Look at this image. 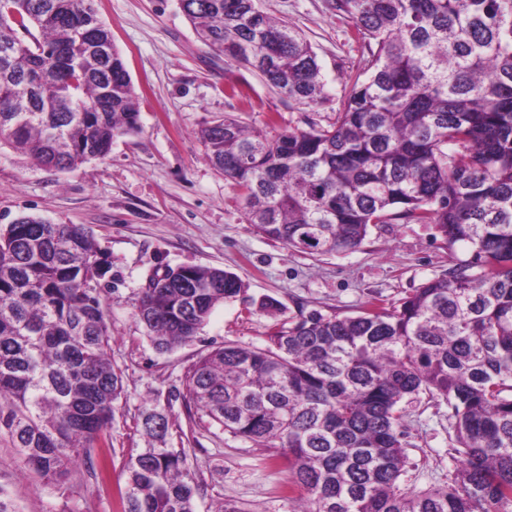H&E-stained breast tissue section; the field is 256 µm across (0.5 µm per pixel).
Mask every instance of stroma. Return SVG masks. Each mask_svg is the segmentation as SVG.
I'll use <instances>...</instances> for the list:
<instances>
[{"label":"stroma","instance_id":"obj_1","mask_svg":"<svg viewBox=\"0 0 512 512\" xmlns=\"http://www.w3.org/2000/svg\"><path fill=\"white\" fill-rule=\"evenodd\" d=\"M262 6L311 43L330 88L321 105L283 98L251 69L213 58L179 0H96L138 94L139 132L116 139L107 157L70 171L0 147V231L24 215L82 224L109 254L112 289L103 293L102 307L123 383L92 462L71 467L58 481L23 475L8 437L0 436V491L19 512H124L125 465L145 445L141 411L148 401L168 418L169 447L189 453L197 512H217L226 502L245 512H291L287 459L189 408L188 370L201 353L227 341L264 345L274 328L302 311L354 315L373 303L399 304L448 267V247L430 224H379L356 251L328 256L290 248L248 224L237 188L209 164L198 131L227 116L269 136L331 124L342 83L368 68L362 41L329 0H263ZM187 264L233 272L247 290L217 306L194 341L160 353L134 306L150 269ZM265 297L278 302L277 311H260ZM405 423L409 465L401 489L446 486L455 468L447 403L420 397L407 406Z\"/></svg>","mask_w":512,"mask_h":512}]
</instances>
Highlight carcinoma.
<instances>
[{
  "label": "carcinoma",
  "instance_id": "carcinoma-1",
  "mask_svg": "<svg viewBox=\"0 0 512 512\" xmlns=\"http://www.w3.org/2000/svg\"><path fill=\"white\" fill-rule=\"evenodd\" d=\"M96 0H0V144L73 170L139 130L138 97ZM216 56L281 96H329L317 54L262 0H179ZM370 74L336 121L268 138L226 117L198 132L257 232L311 255L357 250L370 227L434 225L448 268L392 307L311 312L263 347L226 342L184 399L234 437L288 454L294 512H512V0H332ZM38 34L29 42L19 31ZM462 246L466 257L458 258ZM107 253L82 224L23 216L0 233V435L54 479L112 425L122 376L100 299ZM244 292L224 269L156 268L134 310L154 347L196 338ZM448 404V486L405 492L402 403ZM126 512H196L185 449L142 411Z\"/></svg>",
  "mask_w": 512,
  "mask_h": 512
}]
</instances>
